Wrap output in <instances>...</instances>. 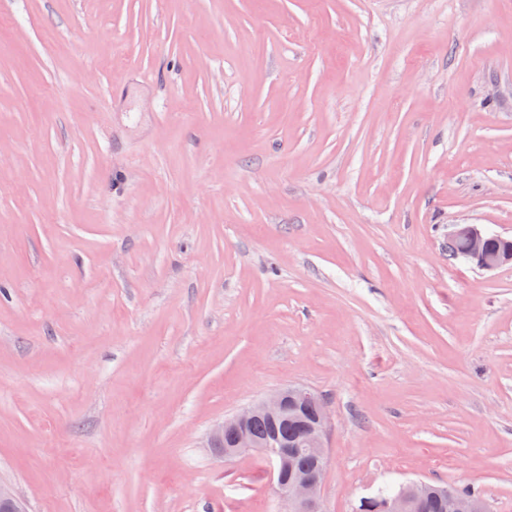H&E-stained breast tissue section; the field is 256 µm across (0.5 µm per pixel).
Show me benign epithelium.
<instances>
[{
    "label": "benign epithelium",
    "instance_id": "7a95c632",
    "mask_svg": "<svg viewBox=\"0 0 512 512\" xmlns=\"http://www.w3.org/2000/svg\"><path fill=\"white\" fill-rule=\"evenodd\" d=\"M449 240L461 246L462 257L482 270H494L512 264V239L500 238L503 247L492 250L486 232L475 224H455ZM315 407V416L303 425L299 435L284 441L275 436L257 440L251 423L264 417L272 423L284 422L297 416L302 406ZM329 423L325 399L303 386L290 385L244 407L216 426L209 436L211 454L225 462L245 452H255L266 458L273 479L287 512H324L321 487L328 458L325 435ZM308 453L317 460L314 468L295 463V457ZM432 499L445 512H490L483 498L469 499L455 488L425 482L405 485L392 498L381 504L384 512H422ZM0 512H26L25 501L10 485L0 482Z\"/></svg>",
    "mask_w": 512,
    "mask_h": 512
}]
</instances>
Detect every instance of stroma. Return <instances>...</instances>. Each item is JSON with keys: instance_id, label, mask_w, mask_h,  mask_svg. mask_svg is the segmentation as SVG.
Listing matches in <instances>:
<instances>
[{"instance_id": "1", "label": "stroma", "mask_w": 512, "mask_h": 512, "mask_svg": "<svg viewBox=\"0 0 512 512\" xmlns=\"http://www.w3.org/2000/svg\"><path fill=\"white\" fill-rule=\"evenodd\" d=\"M512 0H0V481L28 512H284L211 428L291 384L324 512H512ZM496 238L492 237L489 242L486 232L475 224H455L449 234V241L461 246V254L465 260L487 271L512 264V239L500 236ZM501 243V249H490L497 248ZM431 499H436L445 512L491 511L483 498H465L456 488L425 482H413L403 486L394 497L386 499L380 507L385 512H419L426 508Z\"/></svg>"}]
</instances>
